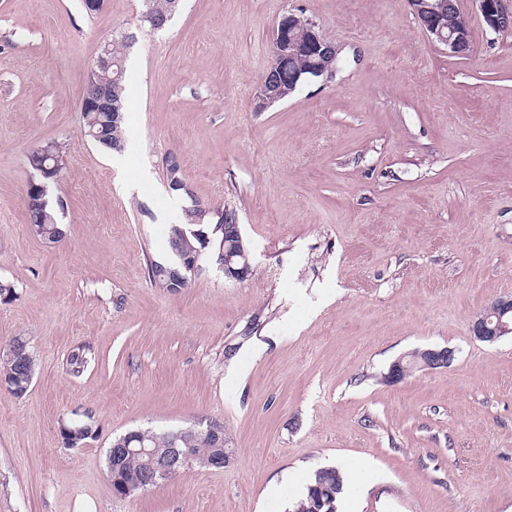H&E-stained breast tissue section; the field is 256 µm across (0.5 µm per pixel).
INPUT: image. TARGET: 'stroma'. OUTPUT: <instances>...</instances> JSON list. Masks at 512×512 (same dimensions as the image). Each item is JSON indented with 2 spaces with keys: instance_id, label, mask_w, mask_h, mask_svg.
Segmentation results:
<instances>
[{
  "instance_id": "stroma-1",
  "label": "stroma",
  "mask_w": 512,
  "mask_h": 512,
  "mask_svg": "<svg viewBox=\"0 0 512 512\" xmlns=\"http://www.w3.org/2000/svg\"><path fill=\"white\" fill-rule=\"evenodd\" d=\"M472 51L433 43L408 0H182L169 26L142 0H0V342L27 337L23 397L0 389V512H292L315 471L364 476L337 512H512V334L472 325L512 295V34L473 0ZM288 12L338 50L333 78L256 111L271 34ZM124 34V167L83 135L100 45ZM64 166L62 239L32 235L27 155ZM233 207L251 274L209 259L154 287L186 200ZM92 349L78 378L69 352ZM448 347L445 368L386 382L393 362ZM92 416L70 448L63 422ZM216 420L229 460L115 496L106 450L142 428Z\"/></svg>"
}]
</instances>
